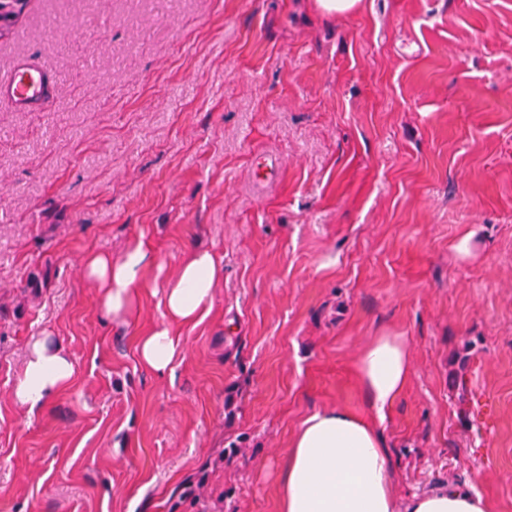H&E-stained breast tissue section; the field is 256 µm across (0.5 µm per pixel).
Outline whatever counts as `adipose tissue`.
<instances>
[{"label": "adipose tissue", "mask_w": 512, "mask_h": 512, "mask_svg": "<svg viewBox=\"0 0 512 512\" xmlns=\"http://www.w3.org/2000/svg\"><path fill=\"white\" fill-rule=\"evenodd\" d=\"M86 279L101 291L103 318L124 324L139 312L144 289L154 287L160 268L152 246L131 242L119 258L90 252L81 259ZM224 275L215 252L194 248L183 257L164 293L165 320L142 336L140 362L157 374L182 355L180 327L193 324L211 308ZM359 387L370 411L363 418L340 407L310 415L289 443L277 485L278 512H485L473 488L443 484L398 500L381 427L388 410L412 374L404 337L383 334L361 351L356 362ZM75 378L69 351L49 334L32 337L15 389L16 400L37 414Z\"/></svg>", "instance_id": "obj_1"}]
</instances>
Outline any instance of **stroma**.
Listing matches in <instances>:
<instances>
[{
	"label": "stroma",
	"instance_id": "1",
	"mask_svg": "<svg viewBox=\"0 0 512 512\" xmlns=\"http://www.w3.org/2000/svg\"><path fill=\"white\" fill-rule=\"evenodd\" d=\"M28 57L52 100L0 102V512H198L192 483L277 512L291 438L365 414L355 362L385 332L413 362L397 499L468 484L512 512V0H31L0 75ZM140 235L168 277L195 246L224 262L161 377L137 340L164 284L112 325L79 266ZM44 332L76 375L31 417Z\"/></svg>",
	"mask_w": 512,
	"mask_h": 512
}]
</instances>
